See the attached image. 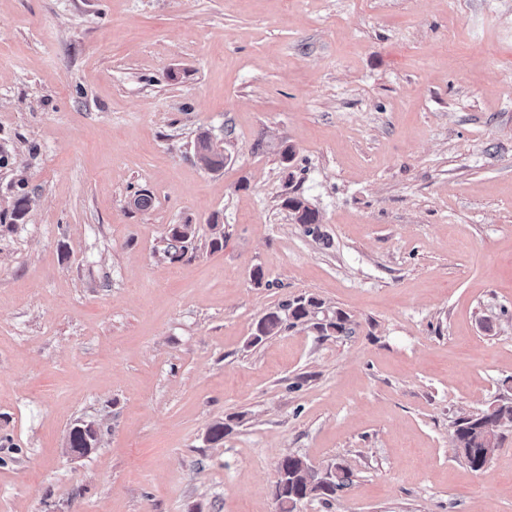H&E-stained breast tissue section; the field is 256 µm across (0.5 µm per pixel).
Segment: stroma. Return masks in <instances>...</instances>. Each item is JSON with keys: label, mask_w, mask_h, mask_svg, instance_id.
<instances>
[{"label": "stroma", "mask_w": 512, "mask_h": 512, "mask_svg": "<svg viewBox=\"0 0 512 512\" xmlns=\"http://www.w3.org/2000/svg\"><path fill=\"white\" fill-rule=\"evenodd\" d=\"M301 295L353 335L253 343ZM504 400L512 0H0V512H280L290 454L353 473L296 512H512ZM199 155L202 165L208 170H218L223 168L226 156L213 143L207 133L199 135L196 144V155ZM285 205L291 211L293 219L297 224H320L318 210L311 207L307 200L292 196L288 197ZM194 236L191 224H174L169 230L167 255L171 259H179L186 252V243ZM286 319L278 311H272L264 315L258 322L253 343H259L263 338L277 334L281 331ZM502 402L503 405L493 409L492 412L487 407L461 417L455 423L453 434L455 448L472 470L483 469L498 450L496 440L492 436H489V448H483L486 433L492 431L500 443L501 430L512 427V401ZM480 451L485 459H490L488 462L481 458ZM97 441L96 429L91 424H82L74 426L68 439L69 448H81L78 451H71L75 455H86L92 451L93 448H89L90 445L95 446Z\"/></svg>", "instance_id": "1"}]
</instances>
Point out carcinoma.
I'll list each match as a JSON object with an SVG mask.
<instances>
[{
	"instance_id": "cac0c4a2",
	"label": "carcinoma",
	"mask_w": 512,
	"mask_h": 512,
	"mask_svg": "<svg viewBox=\"0 0 512 512\" xmlns=\"http://www.w3.org/2000/svg\"><path fill=\"white\" fill-rule=\"evenodd\" d=\"M196 154L202 165L208 170H218L224 167L226 156L213 143L207 133L199 135L196 144ZM285 205L291 211L293 219L298 224L320 223L319 212L311 207L307 200L292 196ZM194 236V228L190 224H174L169 230L167 255L179 259L186 252V243ZM322 302L314 297H300L288 304L289 326L293 327L316 317ZM285 318L277 311L264 315L258 322L252 343L257 344L267 336L281 331ZM318 331L328 333L349 334L352 332L349 317L336 312V317L325 323L316 324ZM512 427V401L494 409H482L471 415L459 418L455 423L453 442L458 453L474 471H479L487 465L480 456V448L484 447L487 432L494 433L495 438H501V430ZM97 432L90 424L74 426L68 439L71 448H87L96 445ZM278 481L275 486V498L283 512H294L297 506L309 499H334L338 491L350 482L351 472L343 466H336V476L329 481H320L308 462L296 455L284 457L278 465Z\"/></svg>"
}]
</instances>
